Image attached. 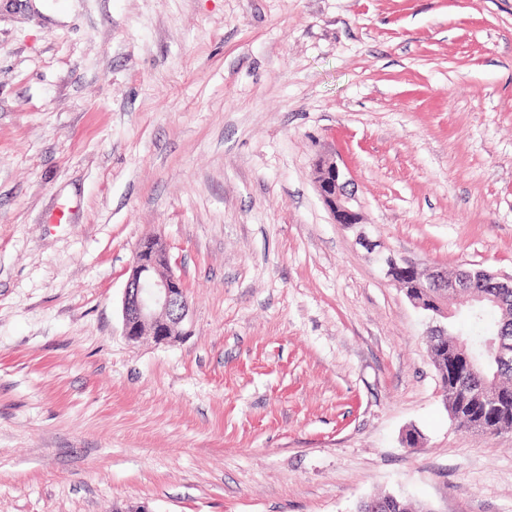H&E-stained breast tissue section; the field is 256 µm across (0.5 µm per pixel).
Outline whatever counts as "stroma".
Segmentation results:
<instances>
[{
    "label": "stroma",
    "mask_w": 512,
    "mask_h": 512,
    "mask_svg": "<svg viewBox=\"0 0 512 512\" xmlns=\"http://www.w3.org/2000/svg\"><path fill=\"white\" fill-rule=\"evenodd\" d=\"M151 235L189 333L131 344ZM383 253L512 277V0H0V512H512ZM312 179L319 197L330 211L337 224H360L363 221L356 207L355 194L349 190L351 184L345 170L335 157H319L312 170Z\"/></svg>",
    "instance_id": "obj_1"
}]
</instances>
